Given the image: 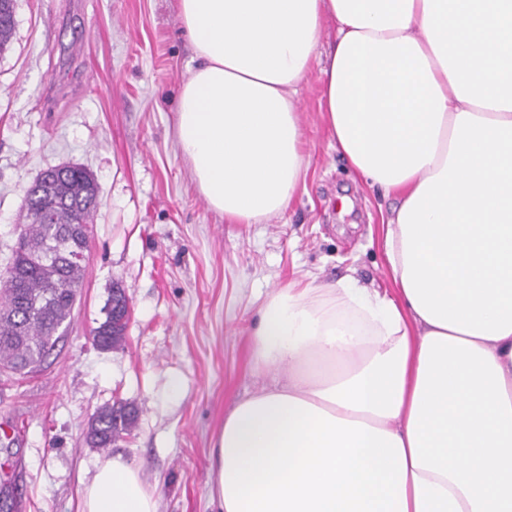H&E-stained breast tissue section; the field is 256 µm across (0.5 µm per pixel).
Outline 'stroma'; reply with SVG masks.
<instances>
[{
	"label": "stroma",
	"mask_w": 512,
	"mask_h": 512,
	"mask_svg": "<svg viewBox=\"0 0 512 512\" xmlns=\"http://www.w3.org/2000/svg\"><path fill=\"white\" fill-rule=\"evenodd\" d=\"M192 57L177 0H15L0 51V271L44 170L86 167L99 205L66 333L36 373L0 375V492L14 512H80L107 454L87 445L88 425L114 401L138 420L111 451L141 466L158 512H216L208 468L225 412L287 375L253 369L261 303L310 278L394 288L383 233L398 200L331 144L318 71L297 94L306 175L288 209L228 224L208 207L174 135ZM116 282L132 320L124 346L102 351L91 331Z\"/></svg>",
	"instance_id": "stroma-1"
}]
</instances>
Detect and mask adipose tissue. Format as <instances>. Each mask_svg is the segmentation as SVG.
Here are the masks:
<instances>
[{
    "label": "adipose tissue",
    "instance_id": "obj_1",
    "mask_svg": "<svg viewBox=\"0 0 512 512\" xmlns=\"http://www.w3.org/2000/svg\"><path fill=\"white\" fill-rule=\"evenodd\" d=\"M196 66L176 145L230 224L285 212L304 173L295 97L323 25L327 132L401 203L395 285L269 295L256 373L224 414L219 512H512V0H178ZM81 512H158L139 467L96 466Z\"/></svg>",
    "mask_w": 512,
    "mask_h": 512
}]
</instances>
